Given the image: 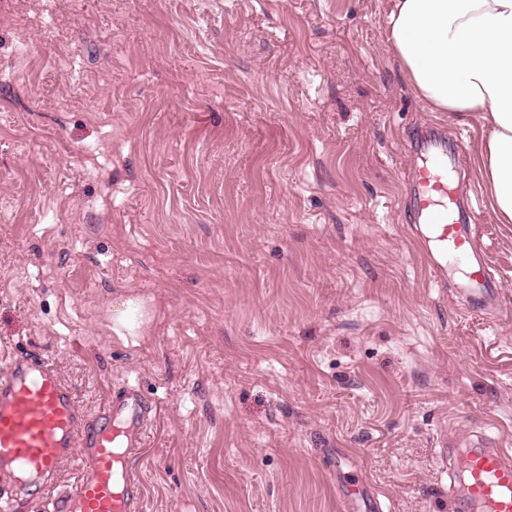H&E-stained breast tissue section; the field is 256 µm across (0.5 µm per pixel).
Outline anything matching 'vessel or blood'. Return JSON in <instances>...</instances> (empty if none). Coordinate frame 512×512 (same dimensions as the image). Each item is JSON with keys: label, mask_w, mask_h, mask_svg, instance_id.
<instances>
[{"label": "vessel or blood", "mask_w": 512, "mask_h": 512, "mask_svg": "<svg viewBox=\"0 0 512 512\" xmlns=\"http://www.w3.org/2000/svg\"><path fill=\"white\" fill-rule=\"evenodd\" d=\"M404 208L426 244L424 266L433 283L453 286L470 311L502 307L498 279L476 240L469 193L452 194L460 146L435 126L409 138ZM153 411L136 385H125L92 417L46 360L13 356L0 376V495L35 487L46 492L45 512H141L143 486L130 465L144 446ZM440 463H452L449 497L454 512H512V450L476 430L456 453L438 443ZM75 460L73 483L57 482L61 464Z\"/></svg>", "instance_id": "b4317fda"}]
</instances>
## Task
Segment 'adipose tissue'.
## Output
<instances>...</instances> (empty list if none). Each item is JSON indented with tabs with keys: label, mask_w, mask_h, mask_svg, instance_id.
I'll list each match as a JSON object with an SVG mask.
<instances>
[{
	"label": "adipose tissue",
	"mask_w": 512,
	"mask_h": 512,
	"mask_svg": "<svg viewBox=\"0 0 512 512\" xmlns=\"http://www.w3.org/2000/svg\"><path fill=\"white\" fill-rule=\"evenodd\" d=\"M388 46L425 111L472 115L487 130L476 165L491 210L512 224V0H391ZM153 313L112 309V332L135 342Z\"/></svg>",
	"instance_id": "adipose-tissue-1"
}]
</instances>
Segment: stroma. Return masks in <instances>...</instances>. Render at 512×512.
I'll return each mask as SVG.
<instances>
[{
    "label": "stroma",
    "instance_id": "stroma-1",
    "mask_svg": "<svg viewBox=\"0 0 512 512\" xmlns=\"http://www.w3.org/2000/svg\"><path fill=\"white\" fill-rule=\"evenodd\" d=\"M389 2L0 0V373L139 384L143 512H453L441 434L512 448V224L480 197L501 316L432 283L405 143L483 131L423 110ZM153 311L140 299H129L112 307V333L124 344H137L143 334V326L153 320Z\"/></svg>",
    "mask_w": 512,
    "mask_h": 512
}]
</instances>
